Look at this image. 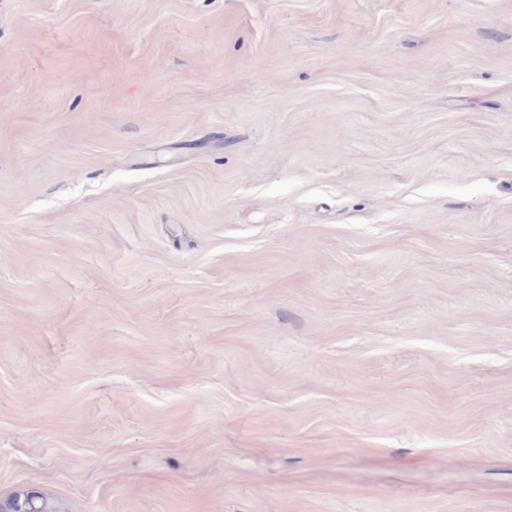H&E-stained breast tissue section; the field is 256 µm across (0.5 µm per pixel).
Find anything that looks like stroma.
I'll list each match as a JSON object with an SVG mask.
<instances>
[{"instance_id": "1", "label": "stroma", "mask_w": 512, "mask_h": 512, "mask_svg": "<svg viewBox=\"0 0 512 512\" xmlns=\"http://www.w3.org/2000/svg\"><path fill=\"white\" fill-rule=\"evenodd\" d=\"M512 512V0H0V498Z\"/></svg>"}]
</instances>
